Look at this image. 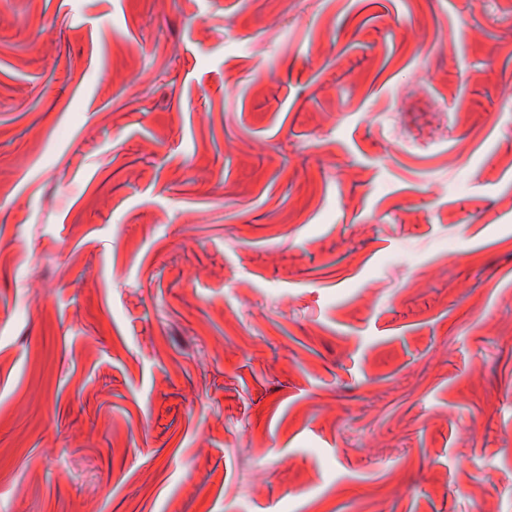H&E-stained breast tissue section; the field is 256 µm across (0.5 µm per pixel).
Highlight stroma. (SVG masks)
Wrapping results in <instances>:
<instances>
[{
  "instance_id": "1",
  "label": "stroma",
  "mask_w": 512,
  "mask_h": 512,
  "mask_svg": "<svg viewBox=\"0 0 512 512\" xmlns=\"http://www.w3.org/2000/svg\"><path fill=\"white\" fill-rule=\"evenodd\" d=\"M497 2L0 0V512H512Z\"/></svg>"
}]
</instances>
